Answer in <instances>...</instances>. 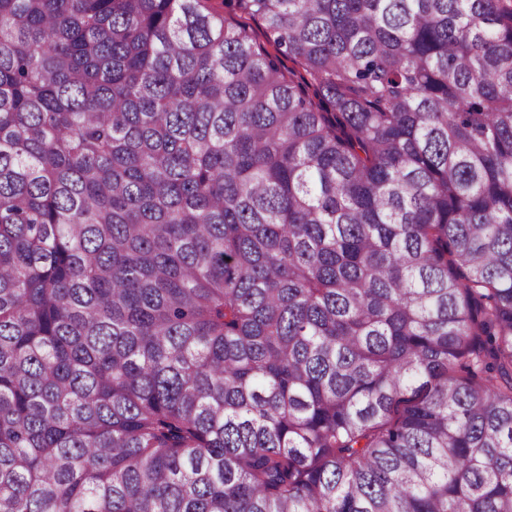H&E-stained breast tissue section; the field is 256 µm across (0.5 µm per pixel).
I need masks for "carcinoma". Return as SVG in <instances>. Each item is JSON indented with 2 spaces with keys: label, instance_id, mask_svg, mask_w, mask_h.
Returning a JSON list of instances; mask_svg holds the SVG:
<instances>
[{
  "label": "carcinoma",
  "instance_id": "carcinoma-1",
  "mask_svg": "<svg viewBox=\"0 0 512 512\" xmlns=\"http://www.w3.org/2000/svg\"><path fill=\"white\" fill-rule=\"evenodd\" d=\"M0 0V512H512V0Z\"/></svg>",
  "mask_w": 512,
  "mask_h": 512
}]
</instances>
